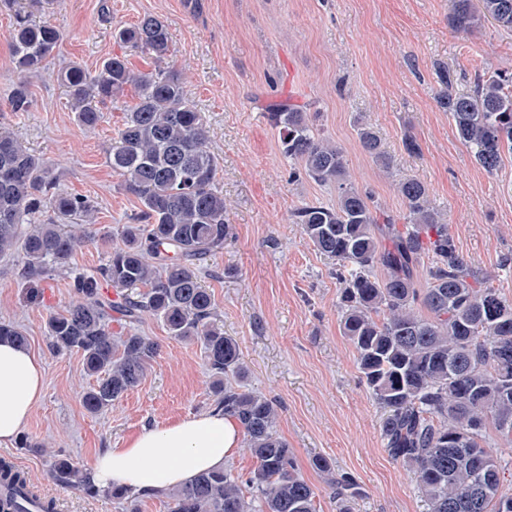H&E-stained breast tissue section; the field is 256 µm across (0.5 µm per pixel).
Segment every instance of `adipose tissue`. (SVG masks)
Instances as JSON below:
<instances>
[{
  "mask_svg": "<svg viewBox=\"0 0 512 512\" xmlns=\"http://www.w3.org/2000/svg\"><path fill=\"white\" fill-rule=\"evenodd\" d=\"M45 395L44 368L33 351L0 343V447H13L34 406ZM241 448V427L223 410L189 415L144 429L122 447L97 454L89 464L101 488L121 486L154 495L182 485L198 473L219 469Z\"/></svg>",
  "mask_w": 512,
  "mask_h": 512,
  "instance_id": "adipose-tissue-1",
  "label": "adipose tissue"
}]
</instances>
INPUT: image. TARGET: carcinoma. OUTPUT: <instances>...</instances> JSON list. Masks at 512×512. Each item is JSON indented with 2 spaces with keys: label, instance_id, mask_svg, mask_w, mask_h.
I'll list each match as a JSON object with an SVG mask.
<instances>
[{
  "label": "carcinoma",
  "instance_id": "1",
  "mask_svg": "<svg viewBox=\"0 0 512 512\" xmlns=\"http://www.w3.org/2000/svg\"><path fill=\"white\" fill-rule=\"evenodd\" d=\"M0 1L14 10L10 39L18 70L24 77L39 73L54 56L59 31L32 18L41 0ZM450 4L448 23L459 32L471 33L485 20L512 30V0ZM113 38L149 55L154 69L136 73L126 57L114 55L93 73L70 66L60 80L85 126L99 120L95 104L118 99L128 86L137 92L108 161L141 209L97 271L73 273L74 299L48 320L50 345L81 353L84 369L97 378L83 404L99 413L138 386L158 356V344L136 330L143 317L160 320L174 338L197 340L216 405L240 423L255 466L245 478L221 468L169 489L170 512H317L315 489L276 433L274 403L228 382L245 368L237 342L218 323L200 263L224 250L232 225L216 186L210 128L168 62V27L145 15L114 28ZM438 81L437 102L457 137L487 173H496L512 156V74L478 76L467 93L455 91L446 70ZM9 106L29 110L25 80L13 88ZM267 118L279 130L281 152L315 182L336 187L334 204L305 203L291 220L336 265L341 329L357 352L362 381L384 409L380 436L388 455L414 472L429 512H512L505 469L484 441L491 424L512 442V302L497 288L471 282L422 182L398 183L406 213L395 215L348 179L342 148L313 129L302 106L285 99L267 107ZM358 141L375 162L389 165L371 128H360ZM95 211L93 200L59 192L49 162L0 125L1 260L22 250L28 276L69 267L79 244L96 242L90 227ZM425 258L426 287L420 288ZM105 284L118 299L104 294ZM114 321L123 330L112 331ZM1 340L27 345L9 322H0ZM0 470L11 473L7 465ZM49 476L90 497L138 498L120 487L101 489L67 457H54ZM12 482L0 512H55L54 501L28 488L25 475L13 474ZM334 484L339 512H350L358 484L347 473Z\"/></svg>",
  "mask_w": 512,
  "mask_h": 512
}]
</instances>
